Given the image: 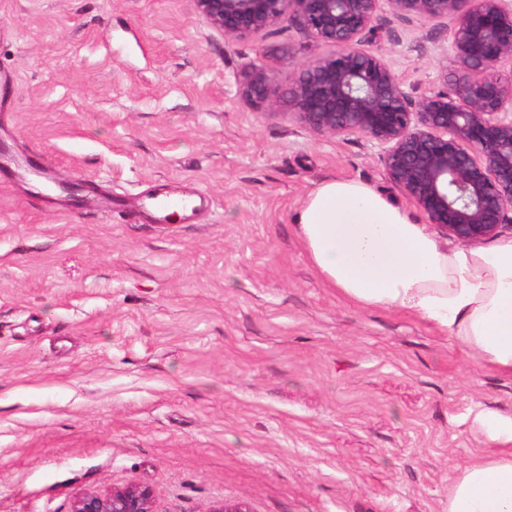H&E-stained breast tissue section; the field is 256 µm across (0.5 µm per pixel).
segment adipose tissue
Returning a JSON list of instances; mask_svg holds the SVG:
<instances>
[{"label":"adipose tissue","mask_w":512,"mask_h":512,"mask_svg":"<svg viewBox=\"0 0 512 512\" xmlns=\"http://www.w3.org/2000/svg\"><path fill=\"white\" fill-rule=\"evenodd\" d=\"M295 222L313 267L346 300L420 318L512 375V237L448 248L372 187L342 179L321 181ZM478 422L492 450L458 468L448 512H512V417Z\"/></svg>","instance_id":"adipose-tissue-1"}]
</instances>
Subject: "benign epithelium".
Masks as SVG:
<instances>
[{
    "mask_svg": "<svg viewBox=\"0 0 512 512\" xmlns=\"http://www.w3.org/2000/svg\"><path fill=\"white\" fill-rule=\"evenodd\" d=\"M202 20L248 39L293 13L323 51L288 90L290 115L314 135L366 137L389 181L447 236L480 243L512 232V0H194ZM394 17L444 20L456 67L414 97L372 48L383 4ZM238 96L279 102L250 64ZM72 512H153L146 487L79 497Z\"/></svg>",
    "mask_w": 512,
    "mask_h": 512,
    "instance_id": "obj_1",
    "label": "benign epithelium"
}]
</instances>
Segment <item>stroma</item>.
Listing matches in <instances>:
<instances>
[{"label":"stroma","instance_id":"obj_1","mask_svg":"<svg viewBox=\"0 0 512 512\" xmlns=\"http://www.w3.org/2000/svg\"><path fill=\"white\" fill-rule=\"evenodd\" d=\"M375 45L415 96L455 68L439 20ZM318 51L292 14L237 40L194 0H0V142L48 163L0 181V512L131 486L154 512H447L489 452L476 417L512 415V376L344 300L295 224L327 178L424 215L366 139L236 93ZM178 185L210 200L192 223L141 216ZM238 96L256 107H273L279 102L267 68L261 63L250 64L237 84Z\"/></svg>","mask_w":512,"mask_h":512}]
</instances>
